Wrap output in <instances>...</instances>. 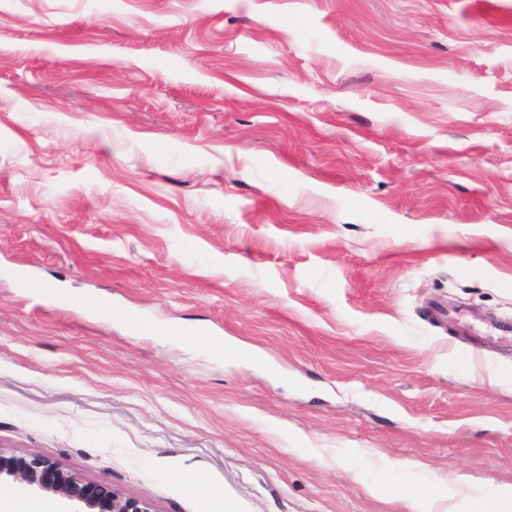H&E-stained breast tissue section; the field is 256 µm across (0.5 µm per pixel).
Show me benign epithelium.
<instances>
[{
  "instance_id": "7a95c632",
  "label": "benign epithelium",
  "mask_w": 512,
  "mask_h": 512,
  "mask_svg": "<svg viewBox=\"0 0 512 512\" xmlns=\"http://www.w3.org/2000/svg\"><path fill=\"white\" fill-rule=\"evenodd\" d=\"M14 483L59 497L67 512H151L147 502L125 497L106 483L89 482L46 458H19L0 448V487Z\"/></svg>"
}]
</instances>
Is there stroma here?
<instances>
[{"instance_id":"35a3bbf8","label":"stroma","mask_w":512,"mask_h":512,"mask_svg":"<svg viewBox=\"0 0 512 512\" xmlns=\"http://www.w3.org/2000/svg\"><path fill=\"white\" fill-rule=\"evenodd\" d=\"M437 301L512 318V0H0V448L153 512L512 486V345Z\"/></svg>"}]
</instances>
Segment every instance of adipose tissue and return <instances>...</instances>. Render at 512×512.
<instances>
[{
    "label": "adipose tissue",
    "instance_id": "adipose-tissue-1",
    "mask_svg": "<svg viewBox=\"0 0 512 512\" xmlns=\"http://www.w3.org/2000/svg\"><path fill=\"white\" fill-rule=\"evenodd\" d=\"M463 483L460 475L435 477L426 487L412 493L413 512H512L511 488L464 499L456 495Z\"/></svg>",
    "mask_w": 512,
    "mask_h": 512
}]
</instances>
